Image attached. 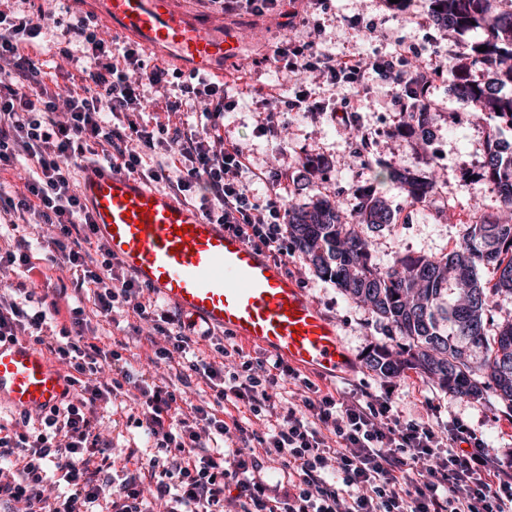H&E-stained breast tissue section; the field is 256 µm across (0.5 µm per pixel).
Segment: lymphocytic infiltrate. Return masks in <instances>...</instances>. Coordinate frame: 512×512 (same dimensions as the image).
<instances>
[{
    "label": "lymphocytic infiltrate",
    "instance_id": "lymphocytic-infiltrate-1",
    "mask_svg": "<svg viewBox=\"0 0 512 512\" xmlns=\"http://www.w3.org/2000/svg\"><path fill=\"white\" fill-rule=\"evenodd\" d=\"M0 10V219L11 229L46 228L45 261L71 273L70 286L50 295L26 286L34 264L25 237L0 246V338L46 347L68 374L72 394L39 426L19 432L0 424V503L10 512H512V473L483 439L461 422L447 429L393 409L391 392L338 396L287 363L244 352L231 336L214 337L179 311L145 299L135 279L114 272L112 256L91 235L90 216L75 177L90 163L130 176L166 182L170 191L214 223L242 236L279 264H287L283 195L262 198L248 180L266 181L247 151L224 135L235 102L229 85L209 76L182 75L162 60L108 34L92 16L67 10L32 13L30 0ZM320 27L303 43L276 42L274 60L303 80L366 87L375 73L394 88L429 93V72L411 67L418 50L370 60L336 58L319 47ZM54 44L64 85L51 83L44 58ZM176 87L164 102L144 86ZM282 112H331L354 125L344 100L300 92L270 95ZM165 121L144 122L147 112ZM195 112L196 124L182 115ZM31 163L23 192L9 194L7 176ZM92 293L95 313L114 323L135 318L153 329L154 365H178L176 379L157 384L134 369L129 345L104 342L90 329L70 292ZM68 323L54 339L44 329L58 316ZM208 387L190 401L192 379ZM123 395L150 445L143 456L153 476L112 477V442L103 436L100 405ZM244 416H229L232 406ZM261 422L263 431L253 429ZM280 465L268 484L265 463Z\"/></svg>",
    "mask_w": 512,
    "mask_h": 512
}]
</instances>
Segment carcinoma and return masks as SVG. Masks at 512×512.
Listing matches in <instances>:
<instances>
[{"label":"carcinoma","instance_id":"obj_1","mask_svg":"<svg viewBox=\"0 0 512 512\" xmlns=\"http://www.w3.org/2000/svg\"><path fill=\"white\" fill-rule=\"evenodd\" d=\"M432 20L448 29L477 30L481 38L461 44L448 72L459 101L471 112H489L512 124V7L505 0H430ZM487 50L480 52V46ZM486 70L474 81L471 70ZM409 127L434 116L416 98L407 99ZM368 140L355 137L354 153L379 169L377 180L404 189L413 202L432 196L436 184L387 168L369 155ZM500 142L488 140L482 177L496 184L504 208L512 209V166L502 162ZM356 213L367 226L392 224L395 216L373 188L356 196ZM288 236L314 266L348 298L366 306L393 346H375L365 356L374 372L393 377L412 367L448 394L469 399L493 395L512 408V322L494 336L486 323L494 299L512 297V222L495 218L471 224L462 241L440 256L399 255L385 267L374 263L367 239L339 206L319 199L288 209ZM492 267V275L483 270Z\"/></svg>","mask_w":512,"mask_h":512}]
</instances>
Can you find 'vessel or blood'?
I'll return each mask as SVG.
<instances>
[{
    "label": "vessel or blood",
    "instance_id": "1",
    "mask_svg": "<svg viewBox=\"0 0 512 512\" xmlns=\"http://www.w3.org/2000/svg\"><path fill=\"white\" fill-rule=\"evenodd\" d=\"M91 2L122 34L195 73H223L249 60L259 42L253 32L202 18L180 0ZM80 196L94 237L162 302L290 366L325 375L351 369L353 353L338 322L236 233L148 180L102 163L83 170ZM70 392L66 371L43 350L0 339V409L38 416Z\"/></svg>",
    "mask_w": 512,
    "mask_h": 512
}]
</instances>
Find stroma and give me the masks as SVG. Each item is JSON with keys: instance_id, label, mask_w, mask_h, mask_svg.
<instances>
[{"instance_id": "stroma-1", "label": "stroma", "mask_w": 512, "mask_h": 512, "mask_svg": "<svg viewBox=\"0 0 512 512\" xmlns=\"http://www.w3.org/2000/svg\"><path fill=\"white\" fill-rule=\"evenodd\" d=\"M430 0H411L407 12L416 14V23L403 21L402 11L381 0H327L323 12L315 20L321 27L320 48L323 52L344 56L373 58L395 53L398 42L419 46L423 57H430L436 48L455 49L458 42L477 39L476 31L452 32L437 25H426ZM305 0H282L279 10L263 15L240 16L239 21L258 30L261 37L285 36L296 42L306 39V29L292 9H303ZM374 20L376 33L365 35L361 22ZM267 60L247 82L235 83L238 104L224 115V134L239 142L252 156L257 167L272 166L288 174L287 204L301 206L318 195L317 186L329 181L335 194L344 202L347 212H354L355 191L364 185H378L382 197L398 220L397 225L373 229L369 237L374 257L379 265L388 264L398 254L441 255L453 250L474 218L496 216L500 198L493 183L481 180L472 159L483 157L489 131H496L500 140L512 143V126L496 122L484 112L465 111L453 94L451 82L434 81L429 97L438 110L434 123V144L424 145L417 136L395 135L394 129L404 120L392 102L391 87L378 76H370L367 89L349 85L335 89L337 97L346 99L361 116V126L370 128L371 148L383 163L431 177L440 190L431 203L440 208L449 202L446 219L423 214L412 207L406 192L388 184L377 183L376 173L363 166L350 152L351 130L339 124L327 112H288L277 114L281 138L260 135L268 109L262 104L267 87L274 86L282 94L292 95L298 80L271 61L270 46H262ZM322 159L323 167L310 171L305 161ZM478 181L477 194L464 189L465 182ZM292 277L306 289L315 305L336 319L343 335L358 360L354 371L336 377H319L321 388L349 392L362 389L377 393L392 390L396 405L404 415L418 416L422 401L434 407L431 421L446 424L448 419L461 421L471 432L482 436L498 451L512 449V408L495 398L482 400L449 396L418 370L407 368L391 378H383L370 370L365 362L366 352L386 343L374 315L364 306L354 303L330 282L315 273L302 254L288 258ZM124 398H116L114 409L103 412V430L112 439V459L115 470L139 471L142 483H150L148 471L139 470L136 459L130 458L132 447H145L138 428L130 424L129 410Z\"/></svg>"}]
</instances>
